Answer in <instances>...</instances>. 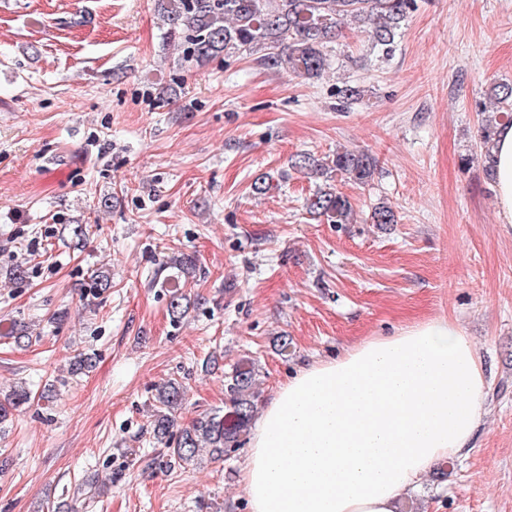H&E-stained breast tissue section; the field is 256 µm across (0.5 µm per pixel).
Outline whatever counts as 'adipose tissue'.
<instances>
[{"mask_svg":"<svg viewBox=\"0 0 512 512\" xmlns=\"http://www.w3.org/2000/svg\"><path fill=\"white\" fill-rule=\"evenodd\" d=\"M501 223L512 225V124L489 147ZM483 362L438 318L372 336L299 370L258 416L241 469L250 512H395L480 428Z\"/></svg>","mask_w":512,"mask_h":512,"instance_id":"adipose-tissue-1","label":"adipose tissue"}]
</instances>
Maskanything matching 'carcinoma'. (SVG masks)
Returning a JSON list of instances; mask_svg holds the SVG:
<instances>
[{
	"instance_id": "carcinoma-1",
	"label": "carcinoma",
	"mask_w": 512,
	"mask_h": 512,
	"mask_svg": "<svg viewBox=\"0 0 512 512\" xmlns=\"http://www.w3.org/2000/svg\"><path fill=\"white\" fill-rule=\"evenodd\" d=\"M160 14L170 42L182 48L181 63L186 67L204 66L215 59L243 53H261L260 62L268 68L287 66L294 73L318 79L329 68L328 44L342 30V20L365 29L371 48L379 55L390 54L403 25L414 9L415 0H159ZM491 98L498 111L512 112V85L493 88ZM378 159L367 152L338 150L315 159L298 154L291 167L308 178L323 179V187L310 195L305 208L311 215L332 224H346L352 211L349 198L332 184L342 176L357 184L373 179ZM185 295L178 289L169 295L168 313L179 320L185 313ZM256 368L252 363L236 366L227 376L224 409L205 414L173 435L175 417L184 401L182 386L169 381L158 392L159 409L151 429L154 439H175L171 461L189 463L202 449L212 463L238 446L256 409ZM31 396L20 387L0 400V423L11 412L29 403Z\"/></svg>"
}]
</instances>
